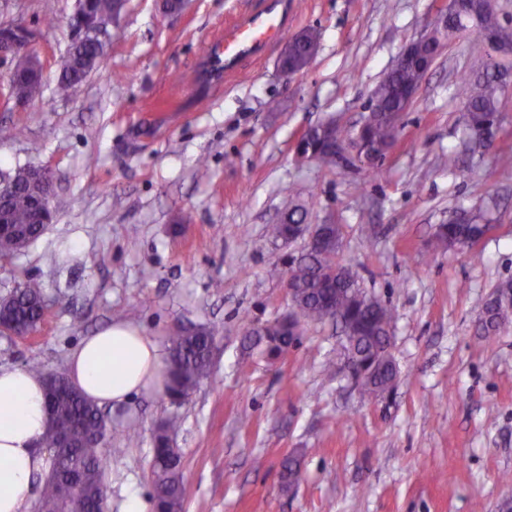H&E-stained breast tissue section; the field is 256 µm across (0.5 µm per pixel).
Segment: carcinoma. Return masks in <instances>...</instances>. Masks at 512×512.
Returning a JSON list of instances; mask_svg holds the SVG:
<instances>
[{
    "instance_id": "carcinoma-1",
    "label": "carcinoma",
    "mask_w": 512,
    "mask_h": 512,
    "mask_svg": "<svg viewBox=\"0 0 512 512\" xmlns=\"http://www.w3.org/2000/svg\"><path fill=\"white\" fill-rule=\"evenodd\" d=\"M78 7L92 15L98 25L107 24L114 14L115 0H78ZM484 28L494 37L495 43L512 47V25L498 16H488ZM446 37L467 43L469 53L479 62V69L462 76L456 84V95L467 108L469 135L481 142L484 135L501 112L512 111V96L506 94L496 78L481 68L493 56V45L483 36L472 31L468 23L459 19L448 23ZM106 43L88 34L71 41L57 77L55 94L67 98L81 85L103 57ZM417 81L416 71L405 69L396 74L387 72L375 87L370 107L380 114L362 137V144H347L358 150V159L379 165L386 157L398 135V128L391 125L386 114L403 106L402 89ZM9 82L20 97L31 100L41 94L43 75L29 57L14 59ZM330 135L315 131L307 147L317 154V162L330 167L336 164ZM33 166H19L6 174L15 187L9 208L3 215L5 223L18 230L16 235H0V258H9L30 244L35 232V219L31 199L39 186L31 179ZM305 221L303 212L288 211V222L271 224L267 235L283 239L292 224ZM474 228L454 222L441 226L435 235V247L452 250L472 239ZM342 225L329 230L323 245L308 249L296 259L291 269L294 294V317L279 324L277 334L265 336L250 332V347L283 353L295 345L304 334L305 326L336 318L342 324L348 342L343 349L354 359L362 371L359 385L362 396L377 399L391 393L396 385L397 370L392 357L387 355L390 329L394 320L391 308L361 288L357 274L338 257L342 239ZM45 293L34 279L18 282L12 290L0 296V335L11 334L14 328L37 329L43 321ZM512 324V279L495 285L486 305L483 329L496 333ZM212 332L201 328L180 332L170 337V354L166 364V389L187 399L199 384L208 377L211 358L209 341ZM58 418L75 422L72 429L74 447L65 452L49 454V466L74 468L79 471L82 486L67 502H60L56 486L48 481L41 490V512H94L98 495L103 486L105 461L100 455L99 444L105 433V421L99 407L82 394L60 391L53 402ZM154 455V505L157 512H182L184 497L181 454L167 451V443L156 440Z\"/></svg>"
}]
</instances>
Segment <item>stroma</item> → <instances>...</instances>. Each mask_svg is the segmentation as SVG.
I'll list each match as a JSON object with an SVG mask.
<instances>
[{"label": "stroma", "mask_w": 512, "mask_h": 512, "mask_svg": "<svg viewBox=\"0 0 512 512\" xmlns=\"http://www.w3.org/2000/svg\"><path fill=\"white\" fill-rule=\"evenodd\" d=\"M289 34L315 29L319 51L295 75L280 48L228 84L205 75L224 24L262 0H128L99 66L65 99L54 89L76 0H0V23L35 38L43 93L6 104L0 60V171L26 161L55 177L56 218L24 252L0 260V295L40 281L52 301L39 331L0 335V366L65 372L83 337L115 323L167 349L176 329L214 331L207 379L182 402L148 390L106 406V512L153 502L157 429L183 462L184 512H502L512 500V326L483 336L493 286L512 279V112L493 146L468 134L455 96L476 69L445 46L403 113L377 168L299 163L308 126L346 128L404 45L430 29L443 0H295ZM25 137H11L13 127ZM40 151L31 154V143ZM456 164H449V157ZM496 200L473 248L437 251L438 225ZM291 207L343 226L339 257L394 311L399 383L367 401L333 368L335 324L309 326L287 355L247 350L248 330L289 314V266L304 248L267 237ZM480 261H473L472 253ZM135 423L140 437L126 443ZM299 461L295 488L282 463Z\"/></svg>", "instance_id": "1"}]
</instances>
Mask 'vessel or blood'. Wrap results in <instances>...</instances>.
<instances>
[{
	"label": "vessel or blood",
	"instance_id": "1",
	"mask_svg": "<svg viewBox=\"0 0 512 512\" xmlns=\"http://www.w3.org/2000/svg\"><path fill=\"white\" fill-rule=\"evenodd\" d=\"M288 0H264L260 10L242 14L224 30V40L214 47L211 69L215 76L234 74L247 58L262 56L288 29Z\"/></svg>",
	"mask_w": 512,
	"mask_h": 512
}]
</instances>
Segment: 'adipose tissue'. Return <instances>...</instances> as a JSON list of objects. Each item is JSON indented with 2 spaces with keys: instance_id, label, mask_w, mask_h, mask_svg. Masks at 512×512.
<instances>
[{
  "instance_id": "ef3b65f1",
  "label": "adipose tissue",
  "mask_w": 512,
  "mask_h": 512,
  "mask_svg": "<svg viewBox=\"0 0 512 512\" xmlns=\"http://www.w3.org/2000/svg\"><path fill=\"white\" fill-rule=\"evenodd\" d=\"M165 363L158 344L138 327L118 322L84 337L71 352L67 377L97 405L121 404L149 388H163ZM0 512H23L34 479L48 465L40 447L47 430L43 379L0 368Z\"/></svg>"
}]
</instances>
